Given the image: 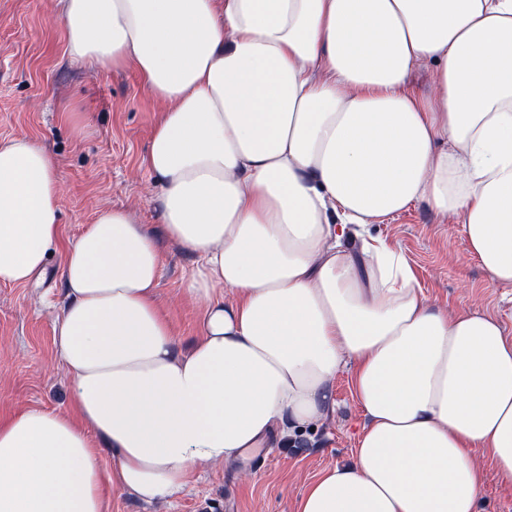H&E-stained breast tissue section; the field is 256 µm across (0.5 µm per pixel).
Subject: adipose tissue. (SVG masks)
Listing matches in <instances>:
<instances>
[{
	"mask_svg": "<svg viewBox=\"0 0 512 512\" xmlns=\"http://www.w3.org/2000/svg\"><path fill=\"white\" fill-rule=\"evenodd\" d=\"M54 2L71 58L133 69L166 105L143 164L196 257L199 334L177 351L143 225L108 209L62 242L57 159L0 141V284L64 245L71 379L68 409L0 419V512H106L113 488L165 503L199 467L332 421L344 370L366 417L354 460L295 512H479L478 450L512 487V338L427 301L369 230L426 201L512 284V0ZM417 62L433 95L409 84ZM435 66L430 62H417L410 71L409 82L414 90L422 95H430L435 86Z\"/></svg>",
	"mask_w": 512,
	"mask_h": 512,
	"instance_id": "obj_1",
	"label": "adipose tissue"
}]
</instances>
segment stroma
Segmentation results:
<instances>
[{
  "instance_id": "35a3bbf8",
  "label": "stroma",
  "mask_w": 512,
  "mask_h": 512,
  "mask_svg": "<svg viewBox=\"0 0 512 512\" xmlns=\"http://www.w3.org/2000/svg\"><path fill=\"white\" fill-rule=\"evenodd\" d=\"M163 109L134 71L103 72L70 58L50 0H0V140L23 134L56 156L64 239H75L104 209L125 210L154 236L162 260L158 304L184 352L199 328L200 308L183 291L194 257L167 237L161 188L142 165ZM371 231L404 253L431 300L452 313L480 306L512 337V285L488 283L458 217L417 201ZM63 262V251H52L38 281L0 284V417L68 406L70 381L53 333L65 302ZM335 400V423L249 460L251 481L234 468L197 470L166 512H294L325 467L352 459L364 417L348 373L336 378Z\"/></svg>"
}]
</instances>
